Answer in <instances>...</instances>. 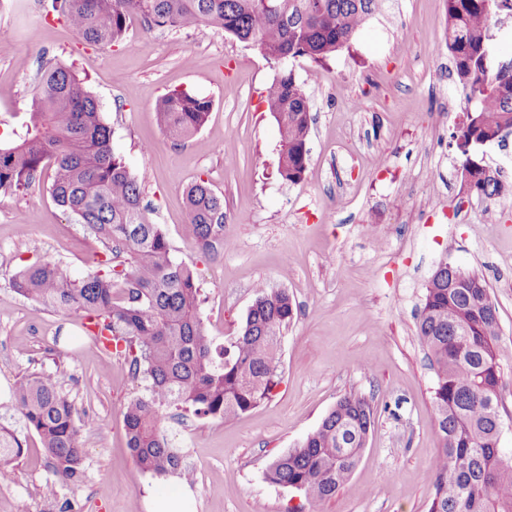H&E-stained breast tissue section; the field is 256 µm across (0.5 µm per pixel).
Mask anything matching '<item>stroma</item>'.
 <instances>
[{
  "label": "stroma",
  "instance_id": "1",
  "mask_svg": "<svg viewBox=\"0 0 512 512\" xmlns=\"http://www.w3.org/2000/svg\"><path fill=\"white\" fill-rule=\"evenodd\" d=\"M35 0H0V136L19 127L41 66L85 78L112 130V148L139 180L151 223L176 261L193 266L201 313L215 343L236 335L255 286L287 290L297 315L281 338L275 396L233 422L170 410L164 432L184 456L195 512H287L294 490L268 483L267 465L311 434L347 393L371 399L375 428L351 479L312 512H428L430 469L440 450L433 413L436 378L415 336L427 283L441 260L482 274L499 317L500 439L512 451V136L473 147L502 172L493 203L461 188L453 135L466 101L446 43L445 0H393L348 49L321 64L286 62L311 102L309 164L296 184L277 174L279 133L262 97L277 67L224 31H145L131 20L123 45L84 43ZM211 99L203 128L173 141L154 106L170 89ZM361 94L373 106L346 108ZM203 180L224 199L230 249L205 252L187 235L184 193ZM41 175L25 194L0 195V424L26 449L0 512H151L178 476L143 472L127 447L123 410L145 384L124 358L102 372L103 350L76 313L18 295L12 279L38 261L65 263L74 278L95 272L101 243L66 215ZM346 203L330 209L332 197ZM67 369L78 412L95 419L83 435L84 478L56 498L35 432L11 404L18 374Z\"/></svg>",
  "mask_w": 512,
  "mask_h": 512
}]
</instances>
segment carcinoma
<instances>
[{
    "mask_svg": "<svg viewBox=\"0 0 512 512\" xmlns=\"http://www.w3.org/2000/svg\"><path fill=\"white\" fill-rule=\"evenodd\" d=\"M448 51L465 99L472 105L453 135L463 157V180L485 202L504 191L501 171L470 155L471 147L503 141L512 133V56L496 60L489 19L512 0H446ZM388 0H51V11L89 45L125 42L128 21L148 32L208 25L250 43L277 64L290 59L320 63L349 47L355 34ZM266 112L280 136L278 173L289 183L305 177L312 115L310 99L290 70L268 86ZM211 100L172 90L155 104L157 121L174 141L205 125ZM49 192L106 251L108 270L81 280L59 262L44 261L13 280L21 296L52 311L80 314L112 336L114 352L129 362L147 394L124 408L127 445L135 463L158 477L182 474L184 458L164 435L172 408L200 418L234 421L270 400L281 383V335L296 308L284 289L257 285L255 300L228 344L218 348L201 317L195 270L176 261L159 225L146 217L142 190L112 150V131L76 72L51 65L41 74L30 112L13 137L0 140V194L26 192L44 169ZM185 232L205 251L224 240V198L200 180L186 190ZM416 336L435 372L433 410L441 448L431 469L434 496L428 512H512V455L499 448L505 421L499 408V318L485 279L455 264L429 281L416 321ZM23 425L38 435L52 478L59 484L84 475L80 416L64 376L25 371L12 387ZM375 427L371 400L348 393L318 428L277 456L264 471L272 484L304 494L306 506L333 497L356 469ZM25 453L18 431L0 425V472Z\"/></svg>",
    "mask_w": 512,
    "mask_h": 512,
    "instance_id": "1",
    "label": "carcinoma"
}]
</instances>
